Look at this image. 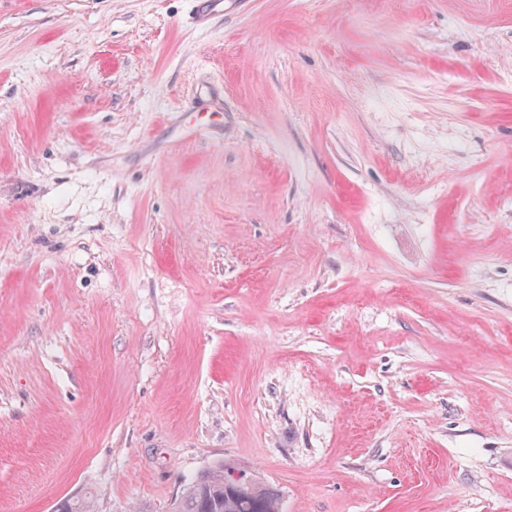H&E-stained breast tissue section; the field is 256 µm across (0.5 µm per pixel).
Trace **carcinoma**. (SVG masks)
<instances>
[{"instance_id":"1","label":"carcinoma","mask_w":512,"mask_h":512,"mask_svg":"<svg viewBox=\"0 0 512 512\" xmlns=\"http://www.w3.org/2000/svg\"><path fill=\"white\" fill-rule=\"evenodd\" d=\"M228 465L218 462L203 472L181 495L174 512H283L281 494L257 481L254 490L233 487Z\"/></svg>"}]
</instances>
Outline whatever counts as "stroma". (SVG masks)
I'll use <instances>...</instances> for the list:
<instances>
[{"instance_id":"1","label":"stroma","mask_w":512,"mask_h":512,"mask_svg":"<svg viewBox=\"0 0 512 512\" xmlns=\"http://www.w3.org/2000/svg\"><path fill=\"white\" fill-rule=\"evenodd\" d=\"M218 462L512 512V0H0V512Z\"/></svg>"}]
</instances>
